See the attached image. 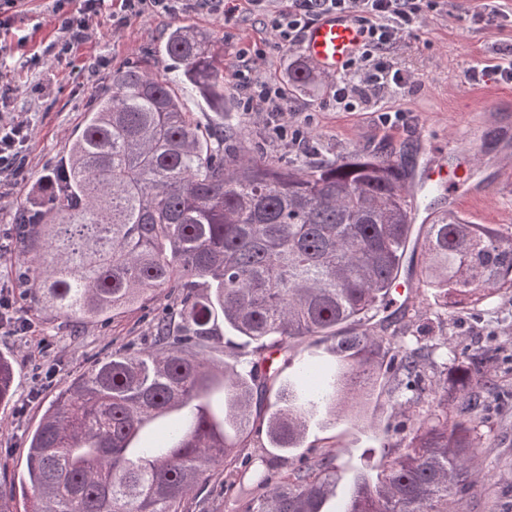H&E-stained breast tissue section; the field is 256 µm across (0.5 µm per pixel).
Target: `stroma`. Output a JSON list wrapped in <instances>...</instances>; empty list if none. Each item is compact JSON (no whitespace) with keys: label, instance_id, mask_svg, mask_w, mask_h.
I'll return each instance as SVG.
<instances>
[{"label":"stroma","instance_id":"obj_1","mask_svg":"<svg viewBox=\"0 0 512 512\" xmlns=\"http://www.w3.org/2000/svg\"><path fill=\"white\" fill-rule=\"evenodd\" d=\"M52 9V0H18L7 11L10 27L0 29V85L10 89L0 103V114L32 124L26 179L0 178V293L11 300L12 316L31 326L23 335L0 327V355L8 357L14 368L13 395L0 403V475L16 486L17 505L26 501L20 488L26 438L49 402L67 381L105 353L153 346V320L174 296L165 292L146 305L89 323L35 311L27 290L17 281L20 257L12 236L14 215L19 207L38 205L43 177L67 154L96 95L111 88L113 72L132 65L158 74L165 71L170 61L161 47L172 29L189 26L214 34L215 47L224 54L227 111H212L191 90L180 93L201 128L243 129L248 134L243 147L250 155L282 165L307 158L312 148L338 157L357 148L401 145L410 151L408 164L431 155L452 169L459 159L447 146L466 123L469 148L480 156L482 169L474 175L477 193L462 195L458 212L475 224L512 226V174L497 163L504 150L512 149V83L490 79L475 85L466 80L471 66L495 63L512 46V25H474L469 0H447L428 13L425 23L397 49L398 62L415 77L413 88L373 99L352 112L324 107L328 78L307 58H300L299 65L308 68L310 80L294 86L288 52L274 47L255 17L239 13L227 18L204 11L144 14L130 17L116 33L106 9L91 21L85 43L59 60L50 51L59 37ZM258 51L266 56V77L285 88L294 117L307 133L301 142L276 138L266 113L244 111L240 104L234 73L242 65L243 53ZM385 110L402 111L403 117L384 123ZM429 295L424 288L413 292L418 314L412 336L438 343L439 362L447 359L451 344L485 356L495 384L487 396L488 425L495 442L479 445L475 458L485 479L462 500H449L448 512H512V292L496 295L474 311L453 315L428 304ZM361 414L363 421L356 425L327 419L312 423L299 455L335 449L346 483L356 470L375 463L385 446L398 444L409 432V420L392 413L380 392L363 401ZM248 492V486L232 483L223 474L199 484L192 496L202 501L201 512H236L239 498Z\"/></svg>","mask_w":512,"mask_h":512}]
</instances>
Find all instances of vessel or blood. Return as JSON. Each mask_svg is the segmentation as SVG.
<instances>
[{"label":"vessel or blood","instance_id":"obj_1","mask_svg":"<svg viewBox=\"0 0 512 512\" xmlns=\"http://www.w3.org/2000/svg\"><path fill=\"white\" fill-rule=\"evenodd\" d=\"M364 40L362 26L347 14L323 15L306 30L301 50L319 69L329 74L340 73L347 62L355 56ZM453 173L446 167L424 160L411 180L407 198L414 220H425L428 212L424 206V191L444 192L442 207L456 213L459 194L453 191Z\"/></svg>","mask_w":512,"mask_h":512}]
</instances>
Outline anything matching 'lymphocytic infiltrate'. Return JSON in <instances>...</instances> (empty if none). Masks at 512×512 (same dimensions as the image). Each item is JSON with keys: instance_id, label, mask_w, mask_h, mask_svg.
I'll list each match as a JSON object with an SVG mask.
<instances>
[{"instance_id": "lymphocytic-infiltrate-1", "label": "lymphocytic infiltrate", "mask_w": 512, "mask_h": 512, "mask_svg": "<svg viewBox=\"0 0 512 512\" xmlns=\"http://www.w3.org/2000/svg\"><path fill=\"white\" fill-rule=\"evenodd\" d=\"M53 14L63 34L54 44L57 57L66 56L82 42L92 17L100 15L106 0H53ZM269 0H244L245 13L261 20L277 48L296 50L311 23L325 13H346L364 26L365 40L344 72L334 77L326 103L352 112L359 104L386 92L411 88L414 76L392 62L389 51L394 44L412 35L423 24L427 13L440 0H286L285 6L272 11ZM225 0H121L119 11L112 14L113 30L124 27L130 17L144 13L176 15L189 9L225 10ZM262 54L247 57L234 75L235 87L244 111L268 112L277 119L275 133L287 138L293 113L288 107L284 88L260 73ZM30 124L24 120L0 122V175L24 179L23 152L30 140Z\"/></svg>"}]
</instances>
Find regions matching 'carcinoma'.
<instances>
[{
	"label": "carcinoma",
	"mask_w": 512,
	"mask_h": 512,
	"mask_svg": "<svg viewBox=\"0 0 512 512\" xmlns=\"http://www.w3.org/2000/svg\"><path fill=\"white\" fill-rule=\"evenodd\" d=\"M214 39L177 27L168 73H114L38 206L16 217L19 272L37 308L90 322L179 292L154 347L105 354L45 409L27 437L25 512H194L191 491L237 461L253 407L273 408L270 443L288 452L315 415L347 418L349 401L381 383L391 410L406 409L411 386L428 392L427 408L397 453L353 475L339 512H448L481 479L473 461L492 379L473 355L453 351L440 369L434 346L407 341L415 307L393 288L418 255L420 282L449 313L509 292L512 234L450 218L434 198L412 237L408 169L394 151L285 167L226 150L224 132L201 133L176 91L224 111ZM300 340L328 344L339 378L304 364L279 382L274 356L291 365ZM12 389L0 356V402ZM173 412L182 424L136 446ZM336 460L331 448L263 476L239 512H328Z\"/></svg>",
	"instance_id": "cac0c4a2"
}]
</instances>
